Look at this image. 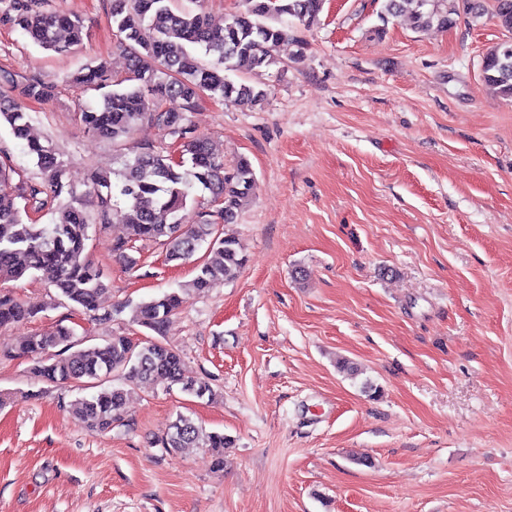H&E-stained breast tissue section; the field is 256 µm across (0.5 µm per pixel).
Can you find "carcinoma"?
I'll use <instances>...</instances> for the list:
<instances>
[{"mask_svg":"<svg viewBox=\"0 0 512 512\" xmlns=\"http://www.w3.org/2000/svg\"><path fill=\"white\" fill-rule=\"evenodd\" d=\"M0 21L20 30L44 50L63 53L83 42L88 33L77 17L53 10L48 0H0ZM197 8L178 7L173 0H111L110 18L126 52L124 74L111 71L97 60L71 78L77 89L100 92V103L78 113L81 123L95 136L116 143L128 140L141 122L179 124L185 142L178 163L170 151L136 147L108 176L90 174L85 194L93 199L88 213L76 205L81 194L66 176L53 142L30 135L28 100L48 101L55 85L39 74L21 79L0 75V123L11 129L34 157L42 181L12 190L9 175L0 168V279H20L40 273L58 290L59 304L87 311L93 319L112 320V312H99L98 298L109 282L87 258L89 230L98 224L112 229L114 254L134 268L137 242L155 241L165 248V258L178 265L189 263L199 251L195 275L179 288L166 291L133 309V320L157 335L180 310L184 295L202 293L219 279L235 278L246 264L235 237L219 233L222 222H236L240 209L251 198L254 173L241 159L231 171L224 157L209 143L192 135L187 112L204 96L224 101L256 103L266 91L256 85L238 83L228 73H252L277 64L281 45L294 40L290 20L308 27L323 7V0H243V9L225 24L216 25ZM466 16H491L510 37L496 43L484 56L483 80L497 95L512 99V0H383L380 18L402 17L416 29H446ZM296 41V40H294ZM302 45L301 41H296ZM178 101L180 110H164L163 102ZM202 188L222 206L199 212L186 221L193 193ZM35 211L50 210V224L24 222L19 201ZM123 211L119 224L112 217ZM47 309L44 304L23 303L0 294V327L20 323ZM75 329L59 325L48 335H30L15 344L0 345V359H24L33 363L41 381L66 388L88 379L112 375L120 383L72 401L70 411L87 426L108 430L123 419L129 387L144 382H166L197 399H212L213 389L205 380L185 376L182 353L159 338L135 342L113 335L102 343L74 349ZM234 439L209 432L202 423L179 413L159 445L169 453L184 448H208L214 466H224V449Z\"/></svg>","mask_w":512,"mask_h":512,"instance_id":"obj_1","label":"carcinoma"}]
</instances>
